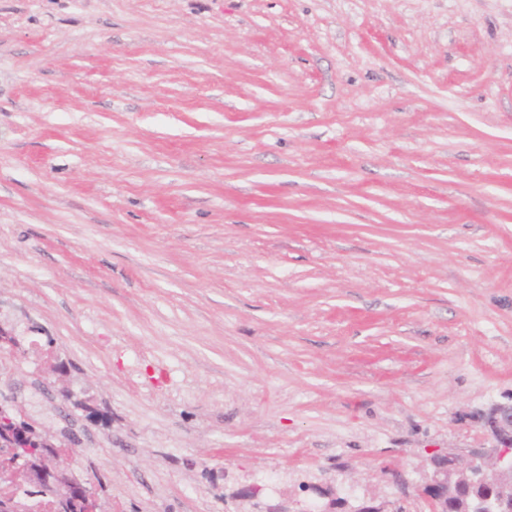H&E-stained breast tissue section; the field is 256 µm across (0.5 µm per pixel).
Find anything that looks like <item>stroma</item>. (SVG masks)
<instances>
[{
    "label": "stroma",
    "instance_id": "1",
    "mask_svg": "<svg viewBox=\"0 0 512 512\" xmlns=\"http://www.w3.org/2000/svg\"><path fill=\"white\" fill-rule=\"evenodd\" d=\"M0 326L107 512H431L512 397V0H0ZM299 490L302 493L316 496L318 499L322 500L319 506L320 512H404L400 508L390 510L393 506L390 502H377L373 498H351L342 496L337 492L333 494L319 483L301 482L299 484ZM258 486L253 484L246 488L243 494V498L251 502V512H306L307 510L302 507L301 500H295L292 502V506L295 510H290V507H284L280 504L266 505L261 501L257 493Z\"/></svg>",
    "mask_w": 512,
    "mask_h": 512
}]
</instances>
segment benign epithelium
I'll list each match as a JSON object with an SVG mask.
<instances>
[{
	"instance_id": "obj_1",
	"label": "benign epithelium",
	"mask_w": 512,
	"mask_h": 512,
	"mask_svg": "<svg viewBox=\"0 0 512 512\" xmlns=\"http://www.w3.org/2000/svg\"><path fill=\"white\" fill-rule=\"evenodd\" d=\"M481 422L494 438L495 445L474 451L464 463L452 455H437L441 462L433 464L432 471L417 488V494L428 501L432 509H437V502L455 497L461 485L473 480L475 465L482 463L492 471L499 493L467 502L465 512H512V497L507 496V492H512V398L493 405L481 415ZM40 475L45 483L57 488L59 497L64 500L79 501L91 492L64 461ZM257 490L258 486L253 484L243 494V498L251 502V512H306L300 500L293 501L290 509L280 504L267 505L261 501ZM299 490L321 500L320 512H403L392 510V504L386 501L334 494L319 483L302 482Z\"/></svg>"
}]
</instances>
